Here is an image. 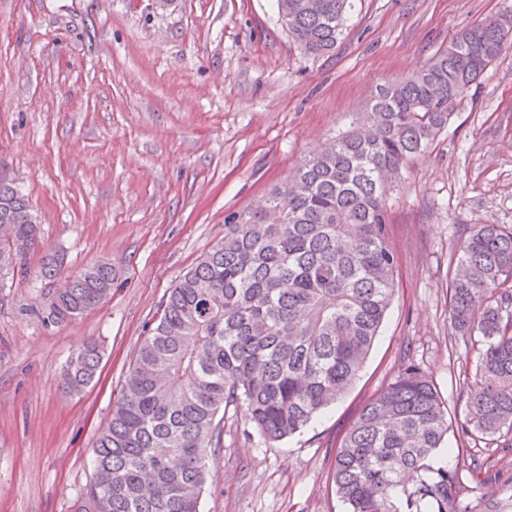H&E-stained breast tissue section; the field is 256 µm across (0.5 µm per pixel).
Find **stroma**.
I'll return each instance as SVG.
<instances>
[{
    "instance_id": "stroma-1",
    "label": "stroma",
    "mask_w": 512,
    "mask_h": 512,
    "mask_svg": "<svg viewBox=\"0 0 512 512\" xmlns=\"http://www.w3.org/2000/svg\"><path fill=\"white\" fill-rule=\"evenodd\" d=\"M512 0H353L334 53L303 54L276 0H0V177L28 200L41 244L0 292V512H72L147 324L179 276L308 155L346 131L376 87L422 69ZM396 291L353 387L302 432L263 439L224 413L201 512H345L336 447L410 361L456 423L479 345L455 340L449 260L481 225L512 226V43L452 107L387 201ZM59 277L39 275L45 253ZM112 296L57 326L39 314L99 261ZM102 343L99 383L64 393L67 357ZM497 472L468 512H512V451L450 430L436 464Z\"/></svg>"
}]
</instances>
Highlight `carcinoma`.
Instances as JSON below:
<instances>
[{"mask_svg": "<svg viewBox=\"0 0 512 512\" xmlns=\"http://www.w3.org/2000/svg\"><path fill=\"white\" fill-rule=\"evenodd\" d=\"M278 0L306 54L336 48L349 0ZM512 39V18L457 34L415 74L377 88L351 129L304 159L264 205L224 219V240L170 288L140 341L111 415L91 448L93 477L75 512H200L208 453L224 444L231 405L279 442L355 383L394 296L397 256L386 201L403 167L448 125L451 103ZM0 274L25 259L40 227L0 178ZM453 335L482 337L461 432L512 448V227L486 224L450 258ZM115 270L98 262L65 277L42 321L75 320L104 303ZM90 342L71 355L63 389L96 378ZM452 422L433 380L404 364L336 449L346 512H468L460 471L434 458Z\"/></svg>", "mask_w": 512, "mask_h": 512, "instance_id": "cac0c4a2", "label": "carcinoma"}]
</instances>
